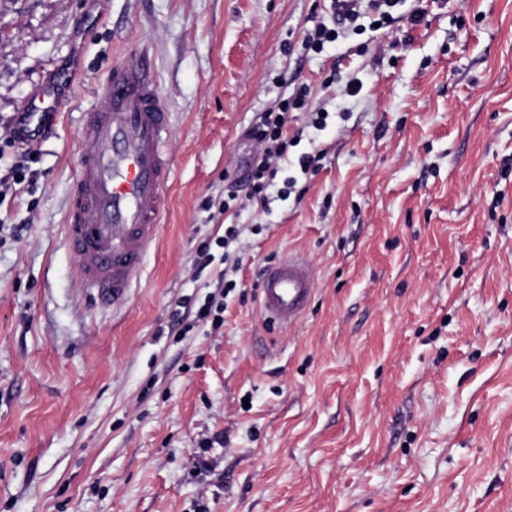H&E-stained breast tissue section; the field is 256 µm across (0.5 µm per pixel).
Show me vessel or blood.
<instances>
[{"label":"vessel or blood","instance_id":"obj_1","mask_svg":"<svg viewBox=\"0 0 512 512\" xmlns=\"http://www.w3.org/2000/svg\"><path fill=\"white\" fill-rule=\"evenodd\" d=\"M71 65H60L22 107L26 128L41 139L65 107ZM102 104L84 114L85 148L71 187L65 235L83 290L102 306L125 305L155 244L171 158L165 146L170 114L142 62L115 68L100 90ZM310 266L292 258L264 275L261 309L282 325L295 324L313 296Z\"/></svg>","mask_w":512,"mask_h":512}]
</instances>
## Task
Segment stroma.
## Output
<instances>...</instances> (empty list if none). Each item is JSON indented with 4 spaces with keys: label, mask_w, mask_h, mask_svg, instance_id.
Returning a JSON list of instances; mask_svg holds the SVG:
<instances>
[{
    "label": "stroma",
    "mask_w": 512,
    "mask_h": 512,
    "mask_svg": "<svg viewBox=\"0 0 512 512\" xmlns=\"http://www.w3.org/2000/svg\"><path fill=\"white\" fill-rule=\"evenodd\" d=\"M331 5L0 0V512H512V0H403L306 51ZM73 58L28 152L21 107ZM139 59L173 165L157 243L104 311L64 224L84 114ZM302 84L328 118L288 126L294 192L225 204L252 117ZM230 224L241 269L197 270ZM291 256L314 295L278 328L261 282ZM222 271L223 325L171 331Z\"/></svg>",
    "instance_id": "stroma-1"
}]
</instances>
